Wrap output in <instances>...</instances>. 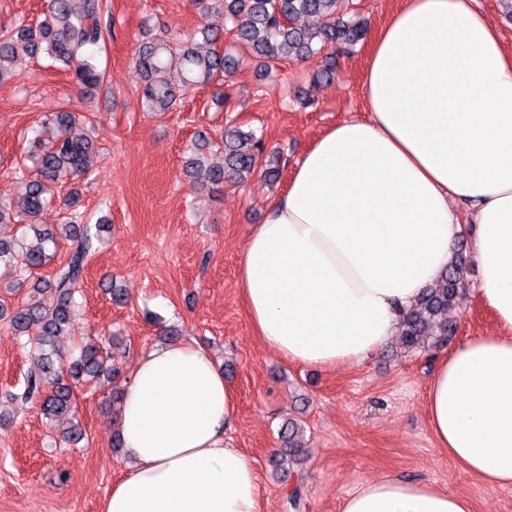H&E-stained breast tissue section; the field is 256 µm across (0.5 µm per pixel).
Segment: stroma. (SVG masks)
<instances>
[{"instance_id": "35a3bbf8", "label": "stroma", "mask_w": 512, "mask_h": 512, "mask_svg": "<svg viewBox=\"0 0 512 512\" xmlns=\"http://www.w3.org/2000/svg\"><path fill=\"white\" fill-rule=\"evenodd\" d=\"M402 0H343L345 17L367 24L363 40L336 51L331 81L312 86L318 59H290L262 75L243 53L226 88L188 89L172 110L146 111L144 77L134 65L146 36L192 33L221 25L192 0H109L114 39L107 75L84 98L62 69L31 60L0 84V167L24 159L48 113L86 116L101 156L79 183L80 208L108 216L80 293L77 337L116 336L114 384L82 386L77 418L87 445L69 448L37 405H14L0 421V512H101L103 499L127 471L113 389L129 384L138 358L168 335L207 347L236 396L226 431L257 469L261 512H292L287 494L304 480L302 512H340L363 480L393 473L467 496L473 512H512V488L492 487L441 454L430 432L426 391L441 351L404 349L398 340L355 366L322 368L289 362L256 336L238 282L240 257L254 225L288 189L307 148L330 126L362 116V75L372 44ZM254 132L280 157L282 174H256L210 190L183 171L197 131L219 135L229 125ZM121 289L116 305L108 287ZM477 262L468 257L457 300L454 344L502 334L503 326L477 292ZM9 323L0 321V393L22 391L34 363ZM291 416L306 426L308 456L299 476L281 471L278 430Z\"/></svg>"}]
</instances>
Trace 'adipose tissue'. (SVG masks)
I'll list each match as a JSON object with an SVG mask.
<instances>
[{
    "instance_id": "1",
    "label": "adipose tissue",
    "mask_w": 512,
    "mask_h": 512,
    "mask_svg": "<svg viewBox=\"0 0 512 512\" xmlns=\"http://www.w3.org/2000/svg\"><path fill=\"white\" fill-rule=\"evenodd\" d=\"M361 118L321 133L241 255L256 333L288 361L356 365L398 332L473 220L479 294L512 327V55L473 0H403L373 43ZM236 398L194 341L152 348L126 387L128 474L102 512H259L258 474L224 428ZM434 442L512 488V336H476L427 388ZM341 512H472L462 494L385 475Z\"/></svg>"
}]
</instances>
